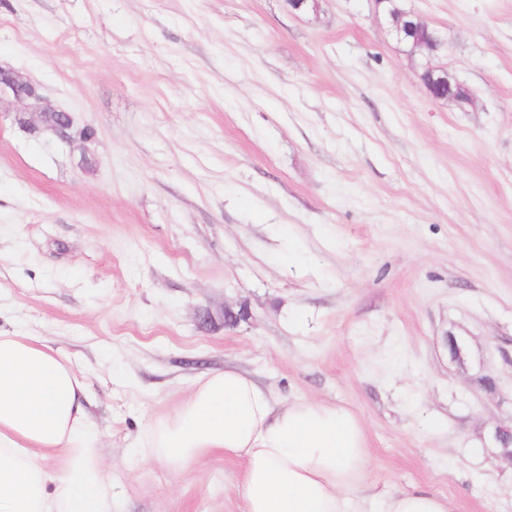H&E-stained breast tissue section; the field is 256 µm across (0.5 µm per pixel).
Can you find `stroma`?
Masks as SVG:
<instances>
[{
	"mask_svg": "<svg viewBox=\"0 0 512 512\" xmlns=\"http://www.w3.org/2000/svg\"><path fill=\"white\" fill-rule=\"evenodd\" d=\"M403 5L474 108L373 0H0V69L92 132L0 93V333L84 373L113 512H243L241 461L136 453L228 366L359 418L368 512H512V0ZM375 10L378 16H381L387 23L396 40L401 43L407 36V33L413 28H426L427 24L418 15L411 11H402L397 8L389 12L381 9L384 2H392L390 0H374ZM425 76H428L426 80L423 79ZM420 79L426 90L435 99L448 100L461 110H466L469 106L474 105V98L470 90L444 66L429 64L427 70L420 74ZM47 112H58L63 116V119L55 125H44L43 120ZM36 114L38 122L48 128L53 129L54 133H56L62 140L69 143H73L76 140L75 135H73L72 133V130L74 128V119L69 112L51 108H42ZM382 512H452L447 498L423 490L398 491L389 495Z\"/></svg>",
	"mask_w": 512,
	"mask_h": 512,
	"instance_id": "1",
	"label": "stroma"
}]
</instances>
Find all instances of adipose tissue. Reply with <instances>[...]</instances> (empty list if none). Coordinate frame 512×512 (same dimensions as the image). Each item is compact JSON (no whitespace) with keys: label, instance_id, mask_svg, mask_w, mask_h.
<instances>
[{"label":"adipose tissue","instance_id":"ef3b65f1","mask_svg":"<svg viewBox=\"0 0 512 512\" xmlns=\"http://www.w3.org/2000/svg\"><path fill=\"white\" fill-rule=\"evenodd\" d=\"M86 397L85 378L41 337L0 335V512H112ZM217 452L244 463V512H349L369 448L347 408L282 401L227 369L149 423L139 450L176 467ZM382 512L451 510L447 498L415 489L389 495Z\"/></svg>","mask_w":512,"mask_h":512}]
</instances>
